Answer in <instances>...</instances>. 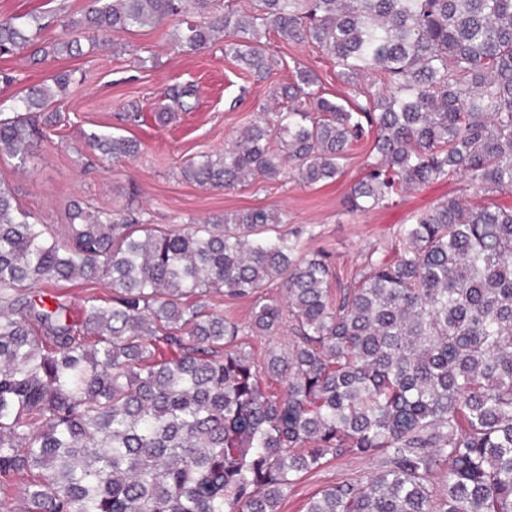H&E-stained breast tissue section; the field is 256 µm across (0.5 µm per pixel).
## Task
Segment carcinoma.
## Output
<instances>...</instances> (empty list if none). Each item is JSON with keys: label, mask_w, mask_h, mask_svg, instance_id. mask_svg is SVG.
<instances>
[{"label": "carcinoma", "mask_w": 512, "mask_h": 512, "mask_svg": "<svg viewBox=\"0 0 512 512\" xmlns=\"http://www.w3.org/2000/svg\"><path fill=\"white\" fill-rule=\"evenodd\" d=\"M177 20L174 46L224 55L259 80L274 32L320 48L353 90L341 103L297 67L284 106L221 152L182 166L186 180L230 188L333 182L372 142L346 210L464 178L401 224L331 295L324 253H301L264 208L213 224L160 228L75 203L58 235L0 182V489L26 478L23 512H278L331 456L377 458L365 477L323 488L305 512H512V0H89L64 36L30 15L0 17V56L82 52L111 31ZM73 80L32 86L0 118V157L26 162ZM182 112L195 85L171 90ZM119 161L123 136L83 133ZM105 280L112 305L80 325L44 284ZM275 283L284 301L267 300ZM252 298L242 324L209 303ZM288 325V351L246 336Z\"/></svg>", "instance_id": "carcinoma-1"}]
</instances>
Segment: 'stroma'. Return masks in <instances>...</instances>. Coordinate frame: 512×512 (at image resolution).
Returning a JSON list of instances; mask_svg holds the SVG:
<instances>
[{
    "mask_svg": "<svg viewBox=\"0 0 512 512\" xmlns=\"http://www.w3.org/2000/svg\"><path fill=\"white\" fill-rule=\"evenodd\" d=\"M86 0H0L1 16L34 12L45 16L49 28L43 40L61 35L67 19L79 17ZM176 26L166 23L109 34L105 43L84 47L77 58H48L32 65L21 58L0 59L10 70L12 84L0 83V112L10 113L28 88L61 70H76L60 97L62 122L47 129L46 137L25 163L0 158V182L15 192L19 207L44 224L67 221L71 202L81 201L105 210H128L149 223L168 228L204 224L250 208L284 213L288 227H309L302 251L330 253L340 279H347L373 248L393 237L398 225L436 200L464 195L463 178L405 194L393 205L351 215L345 196L365 172L370 143L355 150L345 174L332 183L306 185L293 174L256 180L231 190L199 187L180 174L183 162L201 152L222 151L240 128L253 122L272 101L273 91L294 77L296 64L313 69L325 97H348L350 89L336 77V65L323 51L269 34L266 52L275 64L269 77L255 81L250 73L214 46L200 53H178L172 38ZM186 82L198 87V107L176 112L166 122L154 115L170 106L166 92ZM116 134L136 140L140 152L133 159L104 161L83 146L85 133ZM49 294L80 316L85 304L106 306L112 291L105 282L74 280L54 284ZM378 461L343 456L301 477L283 500L280 512H301L306 499L325 486L362 477L378 468Z\"/></svg>",
    "mask_w": 512,
    "mask_h": 512,
    "instance_id": "1",
    "label": "stroma"
}]
</instances>
